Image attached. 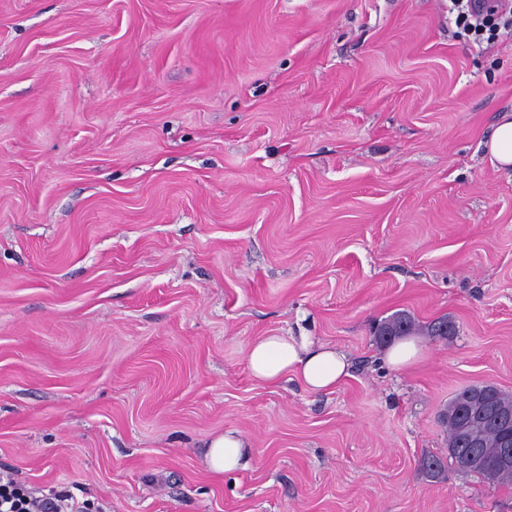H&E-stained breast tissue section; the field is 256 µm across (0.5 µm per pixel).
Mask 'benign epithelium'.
<instances>
[{
  "instance_id": "benign-epithelium-1",
  "label": "benign epithelium",
  "mask_w": 512,
  "mask_h": 512,
  "mask_svg": "<svg viewBox=\"0 0 512 512\" xmlns=\"http://www.w3.org/2000/svg\"><path fill=\"white\" fill-rule=\"evenodd\" d=\"M475 414H482L486 416L488 420L496 426L506 428L512 424L511 412L487 411L483 395L478 392L475 393V397L471 401V404L466 408L458 410L456 414L459 422V442H466L473 447V451L470 452L467 457L466 465L471 467L491 464L499 468L512 466V444L509 443V440L504 439L490 445L478 438L475 434L471 433L468 427V418Z\"/></svg>"
}]
</instances>
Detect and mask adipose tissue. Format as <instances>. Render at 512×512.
<instances>
[{
  "instance_id": "1",
  "label": "adipose tissue",
  "mask_w": 512,
  "mask_h": 512,
  "mask_svg": "<svg viewBox=\"0 0 512 512\" xmlns=\"http://www.w3.org/2000/svg\"><path fill=\"white\" fill-rule=\"evenodd\" d=\"M251 375L265 383L279 382L294 374L310 390L336 387L348 375L346 356L314 343L310 337L274 334L252 341L247 350ZM209 469L221 475L248 465L249 445L235 432L212 438L205 451Z\"/></svg>"
}]
</instances>
